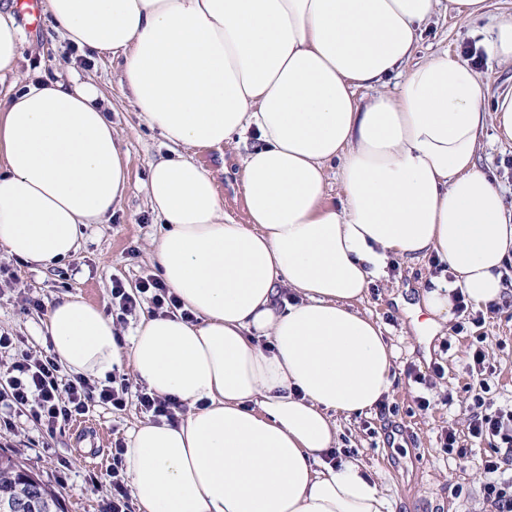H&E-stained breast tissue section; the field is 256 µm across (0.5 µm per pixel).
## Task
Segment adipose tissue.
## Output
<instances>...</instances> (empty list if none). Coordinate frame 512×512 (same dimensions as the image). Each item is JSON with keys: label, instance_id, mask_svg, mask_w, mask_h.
Wrapping results in <instances>:
<instances>
[{"label": "adipose tissue", "instance_id": "adipose-tissue-1", "mask_svg": "<svg viewBox=\"0 0 512 512\" xmlns=\"http://www.w3.org/2000/svg\"><path fill=\"white\" fill-rule=\"evenodd\" d=\"M489 0H47L57 30L122 59L141 118L175 147L257 144L243 161L250 217L224 213L186 157L150 164L165 232L162 280L196 317L145 316L129 345L111 317L57 300L46 335L70 373L138 382L185 404L131 431L123 455L139 512H392L355 457L329 463L337 416L393 390L394 351L355 303L392 257L437 256L422 299L433 329L453 292L501 301L512 211L477 155L512 140V88L491 93L464 60L414 54L447 10ZM342 187L326 201L327 171ZM129 187L97 90L46 79L0 105V243L47 268L104 223Z\"/></svg>", "mask_w": 512, "mask_h": 512}]
</instances>
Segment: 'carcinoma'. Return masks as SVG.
<instances>
[{"label":"carcinoma","mask_w":512,"mask_h":512,"mask_svg":"<svg viewBox=\"0 0 512 512\" xmlns=\"http://www.w3.org/2000/svg\"><path fill=\"white\" fill-rule=\"evenodd\" d=\"M0 512H65L60 494L17 451L0 448Z\"/></svg>","instance_id":"cac0c4a2"}]
</instances>
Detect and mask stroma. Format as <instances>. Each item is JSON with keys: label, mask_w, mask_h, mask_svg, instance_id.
<instances>
[{"label": "stroma", "mask_w": 512, "mask_h": 512, "mask_svg": "<svg viewBox=\"0 0 512 512\" xmlns=\"http://www.w3.org/2000/svg\"><path fill=\"white\" fill-rule=\"evenodd\" d=\"M19 3L0 0V13L11 15L23 33L17 70L0 80V99L32 79L77 75L101 93L106 115L121 134L129 161L125 199L106 222L87 225L70 258L45 269L10 256L0 245V266L10 267L18 276L14 289L0 293V334L23 338L25 350L36 354L49 344L46 306L76 296L106 312L111 306L113 280H122L132 290L141 279L156 277L152 242L165 227L148 204L146 184L151 161L170 155L171 149L159 130L143 121L122 88L120 59L77 48L56 30L48 13L31 18L20 10ZM508 12H512V0H492L489 16L479 21L437 13L422 36L416 60L444 51L466 58L478 48L497 17ZM246 152L242 144L183 151L211 173L224 200L225 214L240 224L248 221L239 187ZM477 164L499 185L512 209V142L484 137ZM438 274L435 257L414 262L394 258L387 276L376 280L358 302V309L383 327L394 350L397 380L385 409L341 420L337 446L363 458L394 512H491L482 499L480 459L491 453L497 442L489 437L471 438L468 424L476 398L498 408L512 405V298L501 301L499 310L485 315L482 323H471L457 314L437 335L424 336L401 303L419 301L422 290L429 288ZM29 297L41 300L42 309L27 307ZM477 347L487 352L491 368L483 384L469 367L468 353ZM411 367L427 374V384L408 379ZM116 373L129 380L126 407L97 403L90 406L87 416L111 429L113 439L123 440L151 416L139 406L137 396L143 386L134 381L129 364L117 367ZM420 396L429 398L428 409L418 407ZM11 422V428L0 427V448L21 450L26 465L57 489L66 512H99L111 499L110 478L104 469L92 468L88 458L92 438L77 439L68 426L47 433L27 414L12 415ZM450 429L461 444L471 448L469 460H458L444 448L443 438Z\"/></svg>", "instance_id": "1"}]
</instances>
